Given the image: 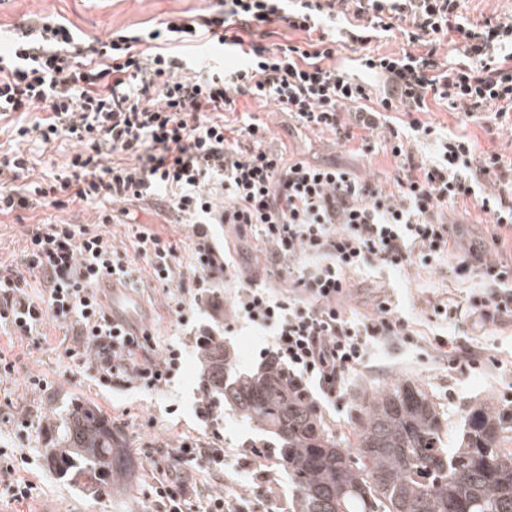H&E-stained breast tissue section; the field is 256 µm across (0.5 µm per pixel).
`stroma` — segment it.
<instances>
[{
	"mask_svg": "<svg viewBox=\"0 0 512 512\" xmlns=\"http://www.w3.org/2000/svg\"><path fill=\"white\" fill-rule=\"evenodd\" d=\"M216 7L217 0H0V55L10 52L12 29L25 15L52 17L69 26L81 40L90 42L108 39L120 30L144 35L168 19H189ZM237 108L254 113L266 123L275 139L287 144L293 157L320 165L340 164L384 186L393 184L396 163L389 154L362 156L335 142L330 134L297 132L287 114L271 101L260 103L243 97ZM422 119L442 132L467 134L476 152L493 150L512 157L511 130L488 129L480 118L460 122L457 114L435 103ZM26 147L39 156V164L17 181H5V188L22 189L31 182L51 180L76 151L72 141L62 139L48 145L33 140ZM103 212L112 216L108 229L114 246L122 252L131 251L130 228L137 224L177 243L184 255L190 253L196 240L194 225L177 223L160 201L105 202L61 210L42 207L24 211L19 221L12 217L0 220V265H21L25 228L33 219L92 226ZM207 237L216 249L227 246L241 256L242 277H252L261 270L264 257L253 236L239 237L223 225L211 224ZM452 264L448 258L429 270L352 274L354 290L349 307L369 315L383 295H391L413 333L373 348L365 366L347 377L341 400L329 402L319 393H312V402L337 437H351L354 404L359 398L398 380L427 391L438 411L447 415L452 429L458 426L465 410L485 400L512 413V318L495 326H481L466 311L478 287L474 281L452 276ZM132 289L152 313L158 354L170 349L182 353L179 370L159 390L135 384L99 386L91 364L66 359L64 350L71 339L53 321L44 323L37 338H21L12 335L9 327L0 328V352L15 362L11 375L0 376V448L11 449L16 456V479L38 487L36 497L18 503L12 500L8 486L0 483V512H159L154 489L157 474L149 455L154 449L172 448L187 438L223 448L224 472L215 474L203 463L189 470L197 496L188 503L186 512H202L203 501L218 492L226 501L241 504L243 512H288L293 485L285 471L261 455V432L230 412L212 417L202 414L195 359L200 335L209 330L223 334L225 347L245 372L260 367L265 360L263 350L270 342L259 330L225 315L223 302L233 296L234 286H217L218 304L197 308L188 326L178 324L173 317L169 292L143 278L135 280ZM442 299L463 306L458 321L448 325L428 321L429 301ZM437 334L484 346L497 362L475 370L449 368L447 357L430 346ZM35 377L43 380V387L32 385ZM77 402L93 404L111 418L130 459L128 473L114 481L111 490L95 497L81 486L61 480L45 457L61 418Z\"/></svg>",
	"mask_w": 512,
	"mask_h": 512,
	"instance_id": "1",
	"label": "stroma"
}]
</instances>
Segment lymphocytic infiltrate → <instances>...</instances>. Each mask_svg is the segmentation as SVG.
Returning <instances> with one entry per match:
<instances>
[{
	"mask_svg": "<svg viewBox=\"0 0 512 512\" xmlns=\"http://www.w3.org/2000/svg\"><path fill=\"white\" fill-rule=\"evenodd\" d=\"M460 2L221 0L216 12L167 20L144 38L118 31L87 44L49 17L21 28L13 56L0 61V112L38 118L14 124L15 147L0 157V176L15 181L28 172L22 145L32 139L48 145L64 137L77 151L48 186L0 191V215L45 202L144 201L161 191L171 213L202 229L184 263L176 244L150 229L136 231L132 257L123 256L103 229L112 220L106 213L94 228L35 225L22 271L0 273V324L31 337L54 320L75 339L66 358H92L101 385L163 388L179 351L155 357L153 332L129 336L113 326L95 284L105 275L130 280L132 261H141L151 282L172 290L177 321L189 324L195 308L212 300L216 279L240 273L233 254L217 252L207 238L206 225L224 224L251 232L264 246L267 276L288 285L278 294L246 280L230 317L267 333L270 355L333 399L371 345L409 328L387 296L369 315L345 307L351 274L436 268L456 249L447 210L468 206L488 214L492 231L459 255L455 273L478 279L470 304L484 325L512 315V262L503 258L512 252V157H475L467 137L438 135L419 118L434 100L490 127L512 121V17L467 22ZM279 27L302 41L274 42ZM395 31L408 50L374 49ZM201 32L242 55L243 65L189 75L179 48ZM453 32L459 42H449ZM348 50L356 54L350 67L342 59ZM242 97L274 101L300 128L363 153L384 146L399 161L393 186L288 158L266 124L238 111ZM394 112L406 114L403 125L391 121ZM433 136L437 156L415 158L411 141ZM202 461L223 473V449L188 439L152 456L163 512H184L194 492L186 472Z\"/></svg>",
	"mask_w": 512,
	"mask_h": 512,
	"instance_id": "1",
	"label": "lymphocytic infiltrate"
}]
</instances>
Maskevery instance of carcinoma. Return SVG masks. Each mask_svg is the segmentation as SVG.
<instances>
[{"label":"carcinoma","instance_id":"carcinoma-1","mask_svg":"<svg viewBox=\"0 0 512 512\" xmlns=\"http://www.w3.org/2000/svg\"><path fill=\"white\" fill-rule=\"evenodd\" d=\"M196 358L207 405L269 436L270 457L294 487L289 512H512V426L492 401L465 412L450 448L447 418L429 394L393 383L362 401L350 452L275 361L240 373L224 337L209 333ZM49 460L94 496L129 470L119 431L88 403L72 405Z\"/></svg>","mask_w":512,"mask_h":512}]
</instances>
